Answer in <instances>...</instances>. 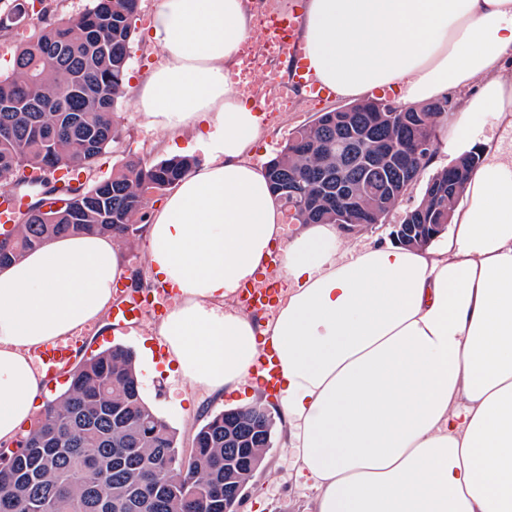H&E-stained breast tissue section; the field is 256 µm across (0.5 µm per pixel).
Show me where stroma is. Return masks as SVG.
I'll return each mask as SVG.
<instances>
[{
    "label": "stroma",
    "instance_id": "1",
    "mask_svg": "<svg viewBox=\"0 0 512 512\" xmlns=\"http://www.w3.org/2000/svg\"><path fill=\"white\" fill-rule=\"evenodd\" d=\"M160 0H141L140 14L131 44L128 72L132 77L127 84V94L116 111V121L121 139L110 152L103 155L93 172L94 179L110 177L113 167L126 158L138 157L148 162L172 157L174 148H192L194 157H203L201 149L193 148L192 134H185L177 141L160 130L146 127L137 114L136 81L153 69L161 60L159 49L144 39L153 13ZM346 99L324 97L313 100L300 95L289 100L286 110L266 113L263 144L257 147L253 159L266 163L267 152H278L298 128L311 124L321 113L345 107ZM153 314L143 315L133 328L115 330L110 316H103L94 326L72 336L75 360L81 361L98 354L115 344L130 347L139 356V377L142 393L155 413L175 431L181 448H189L191 440L206 416L233 408L232 396L207 395L194 390L180 375L167 372L162 364L143 361L144 350L149 345V330L155 324ZM314 491L305 489L290 466V453L284 446L283 430H276L273 446L268 451L263 466L249 482L242 512H312Z\"/></svg>",
    "mask_w": 512,
    "mask_h": 512
}]
</instances>
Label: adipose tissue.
Segmentation results:
<instances>
[{"label":"adipose tissue","instance_id":"obj_1","mask_svg":"<svg viewBox=\"0 0 512 512\" xmlns=\"http://www.w3.org/2000/svg\"><path fill=\"white\" fill-rule=\"evenodd\" d=\"M307 70L353 101L405 107L456 95L436 150H470V120L512 130V0H306ZM252 32L245 0H161L146 41L161 63L137 112L210 158L156 210L151 278L172 291L162 360L207 392L265 387L270 345L285 445L315 512H512V147L484 139L442 241H349L335 224L288 232L264 168L262 118L227 80ZM279 248L275 314L233 304ZM127 272L108 235L49 240L0 268V442L47 394L33 353L99 321Z\"/></svg>","mask_w":512,"mask_h":512}]
</instances>
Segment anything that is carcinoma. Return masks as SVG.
Instances as JSON below:
<instances>
[{"label": "carcinoma", "instance_id": "1", "mask_svg": "<svg viewBox=\"0 0 512 512\" xmlns=\"http://www.w3.org/2000/svg\"><path fill=\"white\" fill-rule=\"evenodd\" d=\"M140 0H89L83 11L67 15L50 0H0V36L32 13L39 33L20 42L11 73L0 76V186L8 196L30 195L17 219L11 253L0 266L16 261L50 238L71 233L109 234L126 241L147 219V195L171 189L195 160H126L112 177L59 192L53 174L67 170L76 180L91 174L99 157L118 142L114 115L126 93L129 47ZM446 98L402 108L370 101L346 106L352 126L377 116V137L388 143L436 138L447 119ZM346 136L336 113L292 133L267 164L276 199L295 224L336 223V198L316 197L301 206L312 182L329 167H340L356 192L367 175L384 186L392 171L377 163L367 171L356 153L336 156V139ZM435 155H410L407 179L413 188ZM477 149L436 171L416 206L422 226L401 245L429 243L447 228L471 172ZM374 197L363 203L354 224H370V212L388 210ZM274 418L262 405L220 411L196 431L189 451L179 449L175 433L146 403L134 353L114 345L69 373V386L46 404L23 447L0 462V512H233L231 486L252 478L257 456L273 447ZM235 469L224 473V457Z\"/></svg>", "mask_w": 512, "mask_h": 512}]
</instances>
